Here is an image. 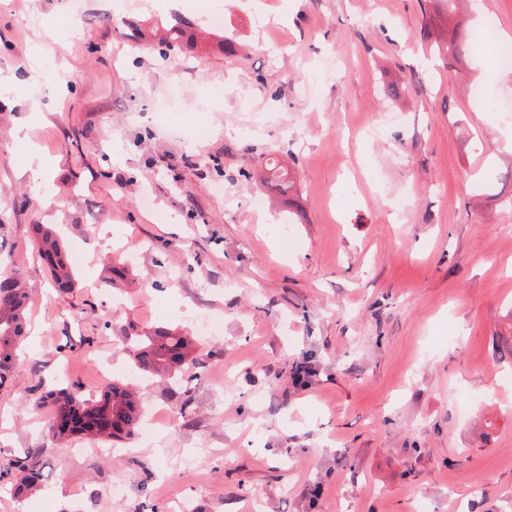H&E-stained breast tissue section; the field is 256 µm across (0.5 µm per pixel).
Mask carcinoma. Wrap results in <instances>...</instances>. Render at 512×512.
I'll use <instances>...</instances> for the list:
<instances>
[{"label": "carcinoma", "instance_id": "obj_1", "mask_svg": "<svg viewBox=\"0 0 512 512\" xmlns=\"http://www.w3.org/2000/svg\"><path fill=\"white\" fill-rule=\"evenodd\" d=\"M435 15L429 16L421 28V38L431 43L433 52L448 62L458 60L464 54L465 37L455 31L445 38H434L435 17L450 14L457 0H434ZM272 178L268 181L273 191L283 192L289 188L290 172L276 163L272 164ZM40 238L38 256L49 269L50 275L61 290L72 287L73 268L68 262L62 244L52 234L37 228ZM26 292L18 282L5 279L0 281V386L8 380L10 371L17 362V343L22 337L23 310L26 305ZM127 353L134 364L142 371L158 376L178 378L179 370L189 361L193 348L188 337L175 329L157 327L153 331L129 337ZM76 396L66 388L50 390L32 401L40 408L50 404L59 411L67 407L79 412ZM92 406L95 419L84 423L77 433L103 440L126 438L136 433L139 425L137 403L133 394L123 385L108 384L102 393L87 399L83 407ZM39 449L33 448L21 457H16L0 466V482L4 481L18 491H31L40 484V474L34 469L32 458Z\"/></svg>", "mask_w": 512, "mask_h": 512}]
</instances>
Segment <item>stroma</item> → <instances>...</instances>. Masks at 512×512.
<instances>
[{"label":"stroma","instance_id":"obj_1","mask_svg":"<svg viewBox=\"0 0 512 512\" xmlns=\"http://www.w3.org/2000/svg\"><path fill=\"white\" fill-rule=\"evenodd\" d=\"M222 6L0 0V280L27 292L0 462L35 448L44 476L0 512H512V0L439 23L451 65L423 0ZM38 225L81 254L72 288ZM155 327L195 338L189 390L125 352ZM106 366L155 440L101 455L17 398L96 396ZM435 18L429 15V19L425 20L424 27L421 28L420 36L426 42H431L433 52L442 57L448 63L458 60L464 54L465 37L459 31H454L450 37L434 39ZM36 231L40 238L38 256L48 267L55 285L61 290L71 288L74 283L73 268L62 244L48 230L39 227Z\"/></svg>","mask_w":512,"mask_h":512}]
</instances>
